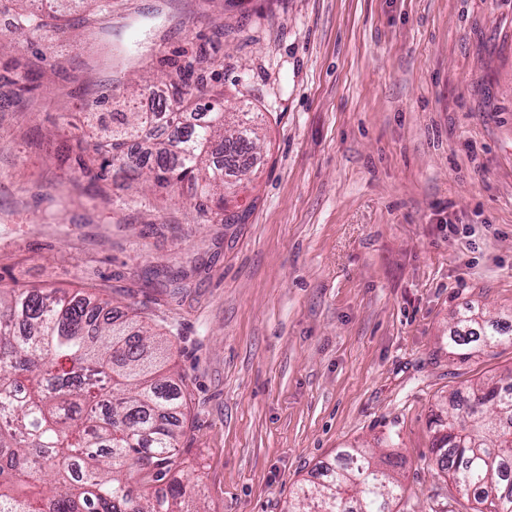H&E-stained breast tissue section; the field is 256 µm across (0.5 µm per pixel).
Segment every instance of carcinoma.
<instances>
[{"label": "carcinoma", "instance_id": "1", "mask_svg": "<svg viewBox=\"0 0 512 512\" xmlns=\"http://www.w3.org/2000/svg\"><path fill=\"white\" fill-rule=\"evenodd\" d=\"M49 2L52 14L25 10L16 27L44 28L74 0ZM206 62L203 52L185 61L166 89L142 86L159 112H132L100 129L112 149L130 144L135 152L78 158L70 183L106 198L115 169L128 189L189 182L197 214L224 223L217 191L256 165L255 113L228 112L218 96L194 123L182 122L177 108L206 91ZM160 113L173 127L165 139L153 134ZM110 305L80 292L0 290V512H185L195 488L176 477L184 384L169 374L165 341L138 320H98ZM477 318L469 310L448 339L460 359L479 337L512 344V326L478 332ZM438 426L431 453L457 495L481 505L477 512H512V372L477 386ZM339 458L320 480L297 486L296 512H393L403 491L398 463L361 448H343Z\"/></svg>", "mask_w": 512, "mask_h": 512}]
</instances>
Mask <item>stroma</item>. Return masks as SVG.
Returning <instances> with one entry per match:
<instances>
[{"instance_id": "1", "label": "stroma", "mask_w": 512, "mask_h": 512, "mask_svg": "<svg viewBox=\"0 0 512 512\" xmlns=\"http://www.w3.org/2000/svg\"><path fill=\"white\" fill-rule=\"evenodd\" d=\"M16 11L0 0V69L28 74L0 79V288L109 297L165 339L190 512H287L351 447L398 458L394 512H474L432 421L512 371L508 343L448 352L469 308L512 324V0H90L24 34ZM185 49L213 59L202 102L261 115L225 223L188 184L63 194L56 151L103 146Z\"/></svg>"}]
</instances>
